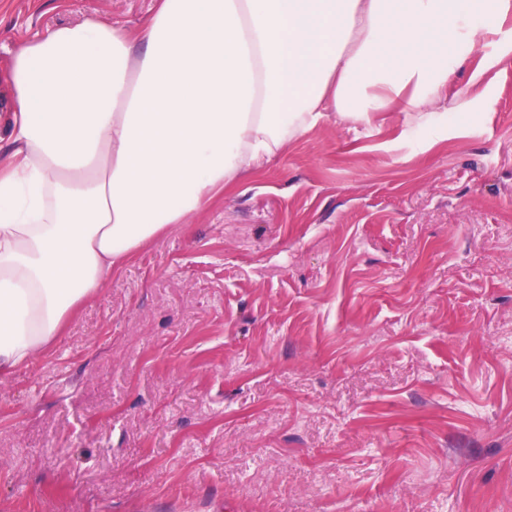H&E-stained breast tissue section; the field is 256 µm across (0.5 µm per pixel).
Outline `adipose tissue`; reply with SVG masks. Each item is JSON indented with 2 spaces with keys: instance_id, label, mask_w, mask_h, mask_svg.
I'll return each instance as SVG.
<instances>
[{
  "instance_id": "ef3b65f1",
  "label": "adipose tissue",
  "mask_w": 512,
  "mask_h": 512,
  "mask_svg": "<svg viewBox=\"0 0 512 512\" xmlns=\"http://www.w3.org/2000/svg\"><path fill=\"white\" fill-rule=\"evenodd\" d=\"M512 0H154L20 48L0 165V378L169 225L335 113L419 125Z\"/></svg>"
}]
</instances>
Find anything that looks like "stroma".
Listing matches in <instances>:
<instances>
[{"label": "stroma", "mask_w": 512, "mask_h": 512, "mask_svg": "<svg viewBox=\"0 0 512 512\" xmlns=\"http://www.w3.org/2000/svg\"><path fill=\"white\" fill-rule=\"evenodd\" d=\"M153 0H0V69ZM512 28L418 127L330 114L0 380V512H512Z\"/></svg>", "instance_id": "35a3bbf8"}]
</instances>
